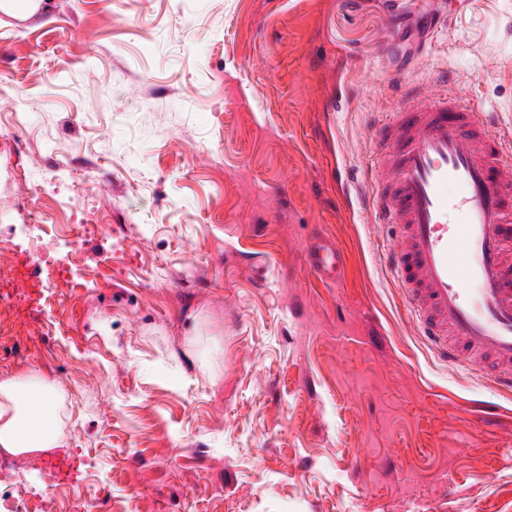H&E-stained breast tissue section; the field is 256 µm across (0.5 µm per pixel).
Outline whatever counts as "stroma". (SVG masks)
I'll return each mask as SVG.
<instances>
[{
    "instance_id": "1",
    "label": "stroma",
    "mask_w": 512,
    "mask_h": 512,
    "mask_svg": "<svg viewBox=\"0 0 512 512\" xmlns=\"http://www.w3.org/2000/svg\"><path fill=\"white\" fill-rule=\"evenodd\" d=\"M48 0L0 14V240L103 222L102 271L40 333L0 334V379L62 406L66 488L112 512H512V394L438 363L388 267L367 182L399 85L450 74L512 137V0ZM88 205L73 214L70 189ZM348 252L325 283L303 245Z\"/></svg>"
}]
</instances>
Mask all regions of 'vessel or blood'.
Returning <instances> with one entry per match:
<instances>
[{
    "label": "vessel or blood",
    "instance_id": "b4317fda",
    "mask_svg": "<svg viewBox=\"0 0 512 512\" xmlns=\"http://www.w3.org/2000/svg\"><path fill=\"white\" fill-rule=\"evenodd\" d=\"M369 204L397 231L386 252L418 332L442 363L512 391V140L448 87L402 88L374 128ZM455 212V223L445 216ZM319 280H340L343 248H305Z\"/></svg>",
    "mask_w": 512,
    "mask_h": 512
}]
</instances>
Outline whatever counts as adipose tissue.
Listing matches in <instances>:
<instances>
[{
  "label": "adipose tissue",
  "mask_w": 512,
  "mask_h": 512,
  "mask_svg": "<svg viewBox=\"0 0 512 512\" xmlns=\"http://www.w3.org/2000/svg\"><path fill=\"white\" fill-rule=\"evenodd\" d=\"M58 409V397L50 387L0 380V448L20 454L58 447L57 434L46 427Z\"/></svg>",
  "instance_id": "1"
}]
</instances>
